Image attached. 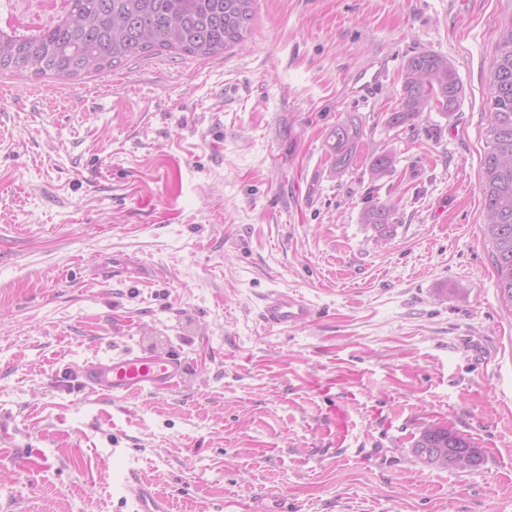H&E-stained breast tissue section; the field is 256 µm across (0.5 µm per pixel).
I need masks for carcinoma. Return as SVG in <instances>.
<instances>
[{
    "label": "carcinoma",
    "mask_w": 512,
    "mask_h": 512,
    "mask_svg": "<svg viewBox=\"0 0 512 512\" xmlns=\"http://www.w3.org/2000/svg\"><path fill=\"white\" fill-rule=\"evenodd\" d=\"M67 7L49 25L32 31L0 27V72L41 77L76 78L111 70L134 58L162 52L208 56L241 46L254 26L255 0H66ZM403 102L389 113L391 128L414 125L423 113L455 111L463 85L448 58L432 52L410 57L403 66ZM487 136L489 150L481 161V194L485 234L493 246L497 287L512 308V16L499 29L498 53L492 64ZM362 135L349 119L327 134L331 170L341 176L351 167ZM395 157L383 151L373 157L371 175H390ZM394 206L378 203L362 213L386 239ZM416 448H469L482 452L460 432L425 427Z\"/></svg>",
    "instance_id": "carcinoma-1"
}]
</instances>
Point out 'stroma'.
<instances>
[{
  "label": "stroma",
  "instance_id": "stroma-1",
  "mask_svg": "<svg viewBox=\"0 0 512 512\" xmlns=\"http://www.w3.org/2000/svg\"><path fill=\"white\" fill-rule=\"evenodd\" d=\"M244 47L108 74H0V512H512V312L479 191L487 88L512 0H256ZM448 58L456 112L391 128L402 68ZM386 75L370 99L355 73ZM356 119L351 168L326 135ZM396 158L375 180L371 158ZM394 204L390 238L361 220ZM122 252L145 279L101 264ZM273 288L314 322L267 325ZM181 352L127 400L75 368ZM429 425L472 470L415 458ZM430 448H448V453L454 454L456 458L462 459L469 466H472L475 461L469 449L471 448L473 455L479 459L476 467L483 461L480 448H476L473 442L464 434L448 427L427 426L422 430L419 438L413 445V449H416L417 453L421 454L426 464L437 459L436 453L432 456L431 460L429 459Z\"/></svg>",
  "mask_w": 512,
  "mask_h": 512
}]
</instances>
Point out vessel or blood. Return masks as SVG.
<instances>
[{
    "label": "vessel or blood",
    "instance_id": "vessel-or-blood-1",
    "mask_svg": "<svg viewBox=\"0 0 512 512\" xmlns=\"http://www.w3.org/2000/svg\"><path fill=\"white\" fill-rule=\"evenodd\" d=\"M384 80L382 68L370 67L355 78L356 91L368 97L378 90ZM113 278L143 277L142 266L130 257L116 254L110 262ZM315 305L295 292L271 289L262 298L261 316L265 323L275 327L293 328L314 321ZM185 371V362L178 354H144L127 351L107 360L85 363L80 371L83 383L92 391L125 399L142 393L177 389Z\"/></svg>",
    "mask_w": 512,
    "mask_h": 512
}]
</instances>
